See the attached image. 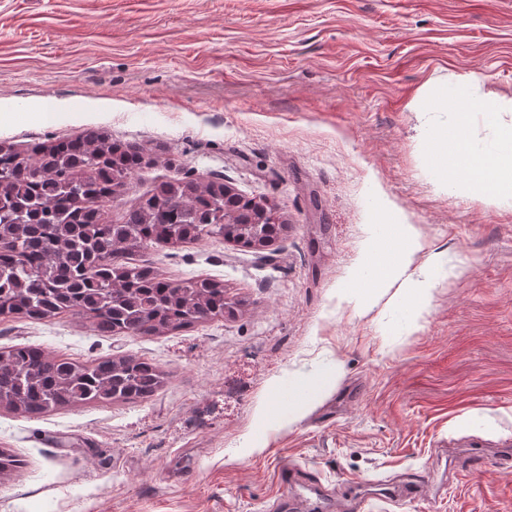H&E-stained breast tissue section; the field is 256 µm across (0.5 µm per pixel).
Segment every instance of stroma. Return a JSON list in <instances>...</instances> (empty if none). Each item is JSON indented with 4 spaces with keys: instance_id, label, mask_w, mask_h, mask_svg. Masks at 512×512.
I'll list each match as a JSON object with an SVG mask.
<instances>
[{
    "instance_id": "stroma-1",
    "label": "stroma",
    "mask_w": 512,
    "mask_h": 512,
    "mask_svg": "<svg viewBox=\"0 0 512 512\" xmlns=\"http://www.w3.org/2000/svg\"><path fill=\"white\" fill-rule=\"evenodd\" d=\"M470 74L460 113L436 106ZM511 99L512 0H0V140L102 128L143 147L113 221L183 177L286 221L260 250L142 252L168 280L223 283L230 315L152 337L0 318V347L132 354L166 377L144 401L0 408V448L23 461L0 475V512H273L289 464L335 495L423 487L367 512H512V201L442 183L426 158L444 129L482 144L512 127L482 109ZM389 224L424 244L397 274L377 246ZM406 288L428 289L421 316ZM293 381L311 393L292 420Z\"/></svg>"
}]
</instances>
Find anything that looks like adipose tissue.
Segmentation results:
<instances>
[{"label":"adipose tissue","mask_w":512,"mask_h":512,"mask_svg":"<svg viewBox=\"0 0 512 512\" xmlns=\"http://www.w3.org/2000/svg\"><path fill=\"white\" fill-rule=\"evenodd\" d=\"M428 156L435 176L462 172L485 202L499 204L512 197V127L478 149L460 131L440 133L431 141Z\"/></svg>","instance_id":"ef3b65f1"}]
</instances>
